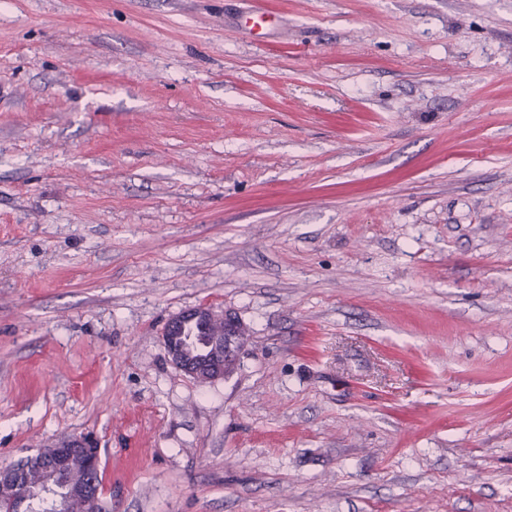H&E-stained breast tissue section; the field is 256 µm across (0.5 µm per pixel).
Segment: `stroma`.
I'll return each instance as SVG.
<instances>
[{"mask_svg": "<svg viewBox=\"0 0 512 512\" xmlns=\"http://www.w3.org/2000/svg\"><path fill=\"white\" fill-rule=\"evenodd\" d=\"M86 433L106 512H512V0H0V468ZM221 318L222 324L213 325L203 329L214 319ZM240 320L231 313L218 314L208 306H198L184 310L172 316L164 328L162 343L170 362L179 371L196 382L206 383L223 379L229 370L236 364V360L227 355L225 345L232 339H238L239 349L244 346L245 337L239 336ZM199 325L193 336H206L205 343L199 348L196 355L188 352V342L191 336H184L188 327ZM224 331V336H214ZM243 339V340H242Z\"/></svg>", "mask_w": 512, "mask_h": 512, "instance_id": "stroma-1", "label": "stroma"}]
</instances>
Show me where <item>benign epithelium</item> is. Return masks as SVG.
Returning <instances> with one entry per match:
<instances>
[{
  "label": "benign epithelium",
  "mask_w": 512,
  "mask_h": 512,
  "mask_svg": "<svg viewBox=\"0 0 512 512\" xmlns=\"http://www.w3.org/2000/svg\"><path fill=\"white\" fill-rule=\"evenodd\" d=\"M219 317L224 320V335L205 339L202 348L193 355L188 352L191 337L185 335L188 327L206 324ZM240 320L228 312L217 313L211 307L198 306L184 310L172 316L164 328L162 343L170 362L179 371L196 382H213L224 378L236 361L227 355L225 345L234 339L239 346L244 340L239 336ZM54 454L50 460L48 472L59 474L69 468L71 461L77 457L86 459V464L95 469L99 462L97 443L87 435L64 436L53 442ZM17 488L15 472L11 468L0 469V497L12 494Z\"/></svg>",
  "instance_id": "1"
}]
</instances>
